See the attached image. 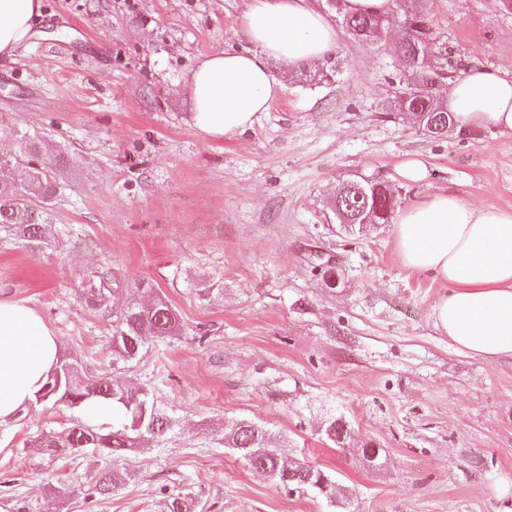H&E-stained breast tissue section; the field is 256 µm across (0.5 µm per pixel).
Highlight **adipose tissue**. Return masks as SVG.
Segmentation results:
<instances>
[{"label":"adipose tissue","mask_w":512,"mask_h":512,"mask_svg":"<svg viewBox=\"0 0 512 512\" xmlns=\"http://www.w3.org/2000/svg\"><path fill=\"white\" fill-rule=\"evenodd\" d=\"M41 8L42 0H0V57L26 48ZM243 26L252 50L214 52L194 70V125L211 139H235L268 111L282 88L271 61L293 69L338 47L335 29L308 0H251ZM447 101L459 131H512V78L470 68L449 84ZM393 233L402 264L444 286L435 328L472 356H512V211L426 195L399 214ZM59 356L36 310L0 301V423L34 399Z\"/></svg>","instance_id":"adipose-tissue-1"}]
</instances>
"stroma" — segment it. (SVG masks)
<instances>
[{
	"instance_id": "35a3bbf8",
	"label": "stroma",
	"mask_w": 512,
	"mask_h": 512,
	"mask_svg": "<svg viewBox=\"0 0 512 512\" xmlns=\"http://www.w3.org/2000/svg\"><path fill=\"white\" fill-rule=\"evenodd\" d=\"M250 0H43L21 55L0 58V155L17 133L45 137L61 186L51 233L0 232V300L38 311L61 360L85 377L146 387L173 419L121 461L135 478L94 494L87 450L36 449L73 427L65 403H30L0 425V503L8 512H163L192 493L204 512H512V357L476 358L442 336L443 290L400 261L393 227L338 223L342 183L378 180L402 211L454 192L512 210V132L442 139L394 106L405 79L393 24L357 40L328 0H310L338 49L292 72L251 131L203 138L189 96L198 59L246 50ZM433 67L449 79L482 66L512 77V0H425ZM419 160L420 182L402 167ZM331 262L327 287L317 264ZM135 300L147 285L183 333L113 364L100 278ZM379 450L368 462L327 440L329 418ZM263 426L275 446L336 480V501L288 493L224 445V424ZM67 493H60V485Z\"/></svg>"
}]
</instances>
